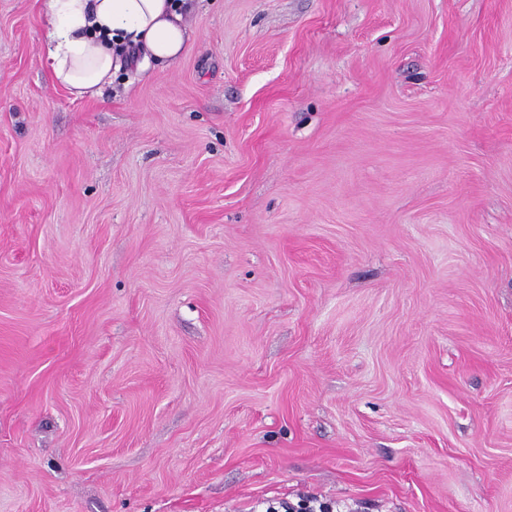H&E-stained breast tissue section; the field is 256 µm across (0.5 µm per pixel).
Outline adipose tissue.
Segmentation results:
<instances>
[{
  "label": "adipose tissue",
  "instance_id": "1",
  "mask_svg": "<svg viewBox=\"0 0 512 512\" xmlns=\"http://www.w3.org/2000/svg\"><path fill=\"white\" fill-rule=\"evenodd\" d=\"M48 19L47 61L77 99L93 98L134 50L144 59L177 60L186 45L177 0H41Z\"/></svg>",
  "mask_w": 512,
  "mask_h": 512
}]
</instances>
